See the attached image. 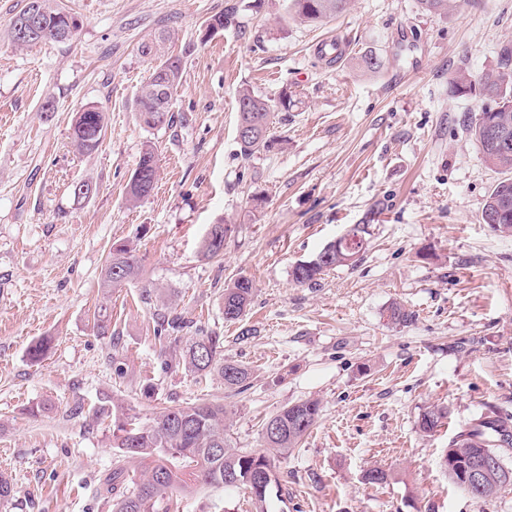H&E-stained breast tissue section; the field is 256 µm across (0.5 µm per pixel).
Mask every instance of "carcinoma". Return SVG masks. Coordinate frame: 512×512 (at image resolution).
<instances>
[{
  "label": "carcinoma",
  "instance_id": "obj_1",
  "mask_svg": "<svg viewBox=\"0 0 512 512\" xmlns=\"http://www.w3.org/2000/svg\"><path fill=\"white\" fill-rule=\"evenodd\" d=\"M291 15L303 22L319 23L345 12L351 0H290ZM420 9L433 16H444L457 0H418ZM76 19L61 0H27L25 7L14 17L9 28V39L19 47L17 24L32 20L43 31L42 36L26 45L45 40L65 41L62 33L65 19ZM168 35L164 32L148 39L139 46L140 53L157 61L153 72L135 100V110L148 128H157L172 122L171 102L181 80V60L163 54V44ZM450 93L469 94L477 98L480 112L469 128L472 140L478 147L483 161L504 174L490 190L482 215L495 216L490 228L501 234H512V151L504 154L492 144L493 132L505 128L512 135V44L503 45L499 51L497 70L474 81L462 70L450 79ZM292 100L283 95L275 104L249 91L238 97V134L241 148L246 153L267 145V133L272 112L277 107L288 108ZM105 113L98 107H88L76 112L72 125V138L79 151L91 153L101 145L106 130ZM135 174L127 186V199L136 205L148 198L158 177L156 147L145 145ZM227 227L213 224L201 244L205 258H216L224 252ZM368 225L353 224L345 232L328 242L308 261L296 263L291 270V280L296 285H309L325 272L338 266L355 263L366 250ZM142 271L141 259L136 250L126 243H114L109 249L101 270L100 287L110 292L138 279ZM254 295L253 281L240 277L224 289V321L235 323L245 315ZM388 320L395 325H407L412 313L399 303L387 309ZM170 358L175 366L197 374L216 372L229 389H247L252 377L248 367L224 360V337L216 332L193 336L182 346L174 345ZM320 401L307 398L289 404L277 411L270 420L280 425L274 438L262 436L264 448L241 451L231 446L226 433L228 411L219 401L174 404L155 416L148 423L139 422L122 407L101 406L96 417L112 418V447L118 457L112 473L106 479L105 492L109 495L112 512H171L173 494L177 491L201 487L228 488L224 476L232 473L239 477L237 487L248 490L254 512H267V501L273 490L279 489L274 466L267 450L285 454L303 440L320 417ZM440 407L426 408L418 419V429L423 434L433 432L445 418ZM512 447V420L497 415H486L472 429L459 434L448 443L441 457V465L448 468V457L459 464L489 451ZM140 467L138 479L125 484L127 464ZM257 470L267 474L261 483L249 484L246 478ZM506 488L499 474L487 479L483 489L475 494L479 499L492 498Z\"/></svg>",
  "mask_w": 512,
  "mask_h": 512
}]
</instances>
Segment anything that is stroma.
Here are the masks:
<instances>
[{"label": "stroma", "instance_id": "obj_1", "mask_svg": "<svg viewBox=\"0 0 512 512\" xmlns=\"http://www.w3.org/2000/svg\"><path fill=\"white\" fill-rule=\"evenodd\" d=\"M71 40L18 48L6 37L25 0H0V512H110L98 493L116 450L93 411L122 404L146 422L172 403L223 402L226 434L261 448L283 406L321 402L316 426L274 454L281 494L268 512H512V487L475 499L448 480L450 440L484 415L512 416V236L481 218L500 174L473 143L474 98L454 97L459 70L480 78L512 43V0H462L442 17L417 0H353L320 24L284 20L287 0H63ZM231 12L208 34L212 16ZM171 38L182 78L169 125L145 127L135 100ZM376 55L382 65L365 69ZM293 106L271 118L269 147L237 138L242 89ZM107 116L90 154L72 140L76 112ZM158 181L137 205L126 185L145 144ZM96 186L75 197L76 184ZM229 231L207 259L210 225ZM352 224L369 227L357 262L299 286L290 270ZM142 259L138 280L103 293L117 241ZM254 284L241 321L224 290ZM414 314L405 326L386 311ZM107 309L112 333L97 335ZM183 328L157 335L161 317ZM253 373L234 393L215 375L165 366L172 340L208 332ZM53 344L37 363L28 349ZM47 403V412L28 408ZM444 407L430 435L420 413ZM373 466L386 483L362 479ZM177 512H253L242 488L179 493Z\"/></svg>", "mask_w": 512, "mask_h": 512}]
</instances>
